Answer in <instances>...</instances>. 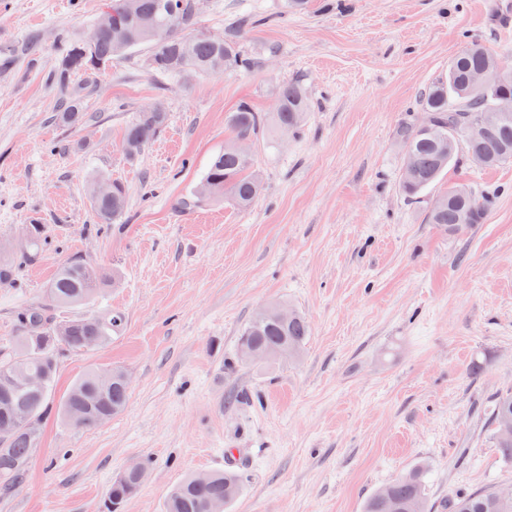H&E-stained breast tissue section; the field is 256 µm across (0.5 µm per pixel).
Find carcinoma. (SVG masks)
Instances as JSON below:
<instances>
[{"instance_id":"obj_1","label":"carcinoma","mask_w":512,"mask_h":512,"mask_svg":"<svg viewBox=\"0 0 512 512\" xmlns=\"http://www.w3.org/2000/svg\"><path fill=\"white\" fill-rule=\"evenodd\" d=\"M126 10L127 0H115L108 13L120 16L119 26L98 27L93 44L86 45L80 38L64 42L48 75V81L63 100L58 113L62 123L77 127L85 119L82 106L85 89L72 86L73 74H97L113 58L134 47L145 46L152 67L166 75L217 76L250 66L232 40L214 42L201 33L188 34L198 17L194 0H135L132 16H125ZM498 61L480 42L468 41L448 64V77L429 84L421 92L419 111L428 114L430 127L422 129L412 120L396 130V139L404 150L400 180L406 193L417 194L435 183L461 152L448 138V126L464 114L494 112L500 98L512 97V69H500ZM478 72L484 73L486 80L475 85L472 77ZM308 108L302 83H282L272 114V131L286 134L294 130ZM167 120V112L160 105L140 112L125 132L124 151L130 156L141 153L148 146L143 140L145 127H152L157 135ZM261 123L263 118L247 104L231 113L229 125L236 140L225 145L224 151L210 162L203 178L210 188L209 196L226 195L239 208L250 206L256 199L259 178L250 172L252 164L241 160L237 141L250 137ZM470 149L481 153L488 167L512 161V116L491 125L471 142ZM89 196L94 217L100 224L112 223L125 210V187L108 177L92 180ZM491 205L489 195L457 184L431 206L427 222L440 225L450 234H459L473 224L483 223ZM24 239V261L33 263L45 244L42 225H29ZM117 281V273L103 266L67 259L60 264L46 290L47 302L17 313L14 347L0 354V401L7 400L14 408L11 413L0 414V484L4 487L16 486L25 479L45 419L55 415L74 427L92 428L125 406L129 384L123 379L125 371L118 367L86 371L74 381L58 405L51 402L60 355L104 346L124 325V317L118 311L101 317L78 316L59 321L54 316V307L84 304L115 286ZM35 322L42 326V336L38 339L30 338L31 325ZM309 333L307 321L295 310L285 321L255 315L243 327L238 346H254L271 360L277 359L284 348L288 349V356L294 357L301 352ZM22 374L41 377L42 388L30 390L11 384L15 376ZM491 418L496 427L503 419H512V392L496 397ZM425 477L426 467L419 465L393 478L368 497L364 512H429ZM144 479L145 469L141 466L120 473L112 481L107 512H122ZM244 483L243 473L230 470L214 471L204 480L197 479L195 474L188 475L170 490L165 512H224V506L239 495ZM450 508L451 512H512V497H501L499 487L494 486L460 495L450 502Z\"/></svg>"}]
</instances>
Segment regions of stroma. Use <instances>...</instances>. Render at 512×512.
<instances>
[{"mask_svg":"<svg viewBox=\"0 0 512 512\" xmlns=\"http://www.w3.org/2000/svg\"><path fill=\"white\" fill-rule=\"evenodd\" d=\"M109 0H0V259L27 225L46 229L41 259L0 282V347L15 316L44 302L70 257L114 269L116 286L85 315L121 311L105 346L65 353L54 400L92 368L130 377L124 410L79 429L51 418L23 483L0 512H106L112 480L146 478L124 512H164L186 474L247 476L226 512H363L366 499L423 465L432 512L512 481L490 414L512 392V162L449 166L418 197L399 183L398 125L476 39L512 66V33L489 23L498 0H206L200 31L233 40L253 65L207 78L161 74L144 48L89 84L86 119H58L47 75L65 37H82ZM300 81L311 110L294 133L257 129L247 148L262 187L181 212L212 158L233 140L243 103L275 109ZM167 126L138 156L124 132L154 103ZM122 182L127 208L96 223L88 184ZM491 191L484 223L461 236L427 223L448 186ZM271 304L311 327L298 357L235 361L242 328Z\"/></svg>","mask_w":512,"mask_h":512,"instance_id":"1","label":"stroma"}]
</instances>
